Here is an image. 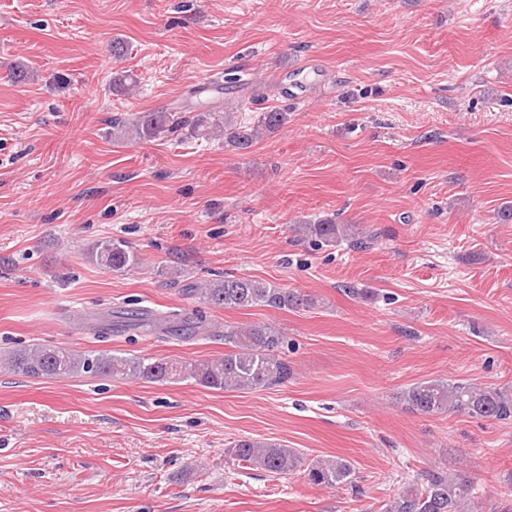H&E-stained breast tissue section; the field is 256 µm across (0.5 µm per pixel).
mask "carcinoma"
<instances>
[{
    "label": "carcinoma",
    "mask_w": 512,
    "mask_h": 512,
    "mask_svg": "<svg viewBox=\"0 0 512 512\" xmlns=\"http://www.w3.org/2000/svg\"><path fill=\"white\" fill-rule=\"evenodd\" d=\"M288 121V113L271 109L260 113L254 122L238 121L233 112H201L185 121L176 112H145L124 121L112 120V135L129 142L140 143L160 139L179 129L196 139L219 140L239 150H249L261 133H274ZM301 232L325 243L339 240L350 242L354 248L364 245L352 229L331 220L301 225ZM97 266L122 274L141 264L139 255L122 240L103 237L88 252ZM186 291L198 302L224 309H245L266 306L276 309L308 308L313 300L307 295L279 288L262 279L226 274L203 285L188 284ZM133 329L154 328L157 319L142 310L131 311L126 317ZM178 333L194 335L210 331L202 319H184L169 327ZM285 334L273 325L246 328L224 327V344L229 346L224 356L213 361L189 363L168 358L127 357L102 352H76L49 345H35L14 350L0 358V366L27 377H70L94 374L115 380H146L172 384L192 379L213 390L252 391L270 388L288 381L292 369L279 348ZM401 399L411 411L437 415L448 411L467 414L471 418L508 424L512 422V391L491 386H479L460 379H430L411 385ZM230 455L249 468L276 475H286L305 468L310 484L337 488L351 483L352 464L341 457L306 460L303 453L280 443L241 439L229 449ZM472 485L459 474L431 470L423 482L412 485L385 504L384 512H467Z\"/></svg>",
    "instance_id": "cac0c4a2"
}]
</instances>
